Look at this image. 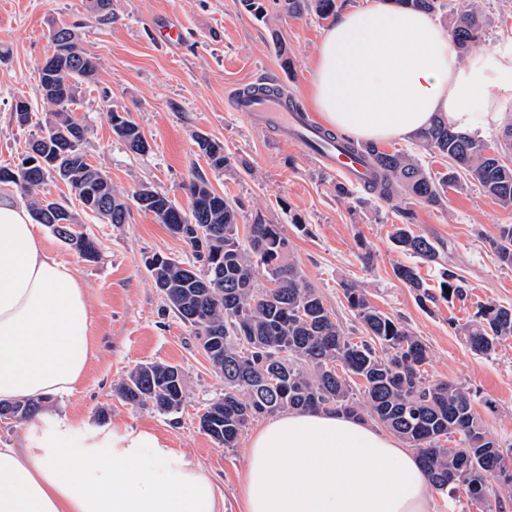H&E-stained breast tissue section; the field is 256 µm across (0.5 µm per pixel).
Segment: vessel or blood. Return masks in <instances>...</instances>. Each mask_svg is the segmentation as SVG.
Instances as JSON below:
<instances>
[{
    "instance_id": "obj_1",
    "label": "vessel or blood",
    "mask_w": 512,
    "mask_h": 512,
    "mask_svg": "<svg viewBox=\"0 0 512 512\" xmlns=\"http://www.w3.org/2000/svg\"><path fill=\"white\" fill-rule=\"evenodd\" d=\"M232 104L236 111L246 113L256 125L275 127L282 137L313 150L323 167L336 171L352 183L369 179L370 171L360 156L336 142L323 139L315 122L299 115L281 95L250 94L239 89L232 96Z\"/></svg>"
}]
</instances>
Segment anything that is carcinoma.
Instances as JSON below:
<instances>
[{
    "label": "carcinoma",
    "mask_w": 512,
    "mask_h": 512,
    "mask_svg": "<svg viewBox=\"0 0 512 512\" xmlns=\"http://www.w3.org/2000/svg\"><path fill=\"white\" fill-rule=\"evenodd\" d=\"M391 2L430 13L447 7L443 0ZM274 4L289 15L312 11L328 18L336 12V0H274ZM451 36L462 53L484 40V20L474 5L456 18ZM50 38L52 56L62 45L68 48L65 69L70 94L64 100L38 91L55 110L39 126L40 134L27 141L20 163L0 165V184L28 193L49 179H60L72 188L82 211L106 224H124L128 204L108 176L88 162L84 150L88 126L74 117L72 109L78 85L95 79L99 63L79 48L73 28L58 26ZM109 118L113 133L130 153L143 155L149 150L137 124L117 112L109 113ZM415 139L419 148L447 162L446 172L431 174L413 154L348 142L374 169V179L366 187L369 193L441 206L448 189L462 190L476 183L501 207L512 208V124L504 129L496 155L487 153L486 142L453 130L442 117ZM195 144L210 170L222 172L232 166L224 143L197 135ZM26 161L31 166H23ZM186 190L187 212L151 186H140L132 198L170 232L181 229L178 238L203 265L198 270L160 253L145 261L166 305L195 330L213 369L224 378V396L199 416L205 434L233 448L250 422L287 410L334 409L361 418L368 415L417 452L432 485L446 486L451 475L465 474L462 485L473 506L512 490V448L501 447L488 433L469 389L448 380L427 379L428 349L406 326L376 308L364 288L346 284L348 305L365 331V338L357 342L349 338L288 259V241L279 225L256 217L247 225L244 245L238 203L217 192L199 173ZM29 205L37 223L50 227L83 260L99 262V249L89 235H71V224L78 223L76 213L56 201L47 202L44 196L32 197ZM58 213L67 215L69 223H57ZM394 241L420 259L438 261L435 243L408 224L397 225ZM491 248L499 264L512 267L511 224L501 228ZM394 274L419 291L421 306L436 302L415 268L399 265ZM439 288L448 303L467 294L464 277L450 267H441ZM508 337H512V308L495 303L479 306L465 330L468 347L482 355L495 352ZM355 377L362 382L363 403L354 398ZM272 379L276 384L270 383ZM116 392L127 405L150 404L163 414L177 413L185 404L184 374L168 363L140 364ZM45 406L38 399L0 404V417L8 413L15 422H27ZM447 442L461 450L448 453Z\"/></svg>",
    "instance_id": "cac0c4a2"
}]
</instances>
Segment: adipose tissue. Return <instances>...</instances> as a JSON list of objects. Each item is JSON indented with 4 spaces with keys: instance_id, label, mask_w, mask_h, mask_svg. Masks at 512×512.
Returning <instances> with one entry per match:
<instances>
[{
    "instance_id": "ef3b65f1",
    "label": "adipose tissue",
    "mask_w": 512,
    "mask_h": 512,
    "mask_svg": "<svg viewBox=\"0 0 512 512\" xmlns=\"http://www.w3.org/2000/svg\"><path fill=\"white\" fill-rule=\"evenodd\" d=\"M310 82L325 124L362 142L406 140L436 116L481 136L512 121V31L460 57L432 15L392 0L343 10ZM91 310L28 208L0 201V402L68 396L91 357ZM0 512H224L211 476L153 432L89 435L56 420L0 447ZM243 512H434L414 452L336 411H292L250 438Z\"/></svg>"
}]
</instances>
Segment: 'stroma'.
I'll return each instance as SVG.
<instances>
[{
  "mask_svg": "<svg viewBox=\"0 0 512 512\" xmlns=\"http://www.w3.org/2000/svg\"><path fill=\"white\" fill-rule=\"evenodd\" d=\"M264 3L266 15L259 18L243 0H112V22L102 26L87 0H0V164L15 161L32 134L12 118L16 97L28 98L38 118L53 112L37 93L39 65L52 51L51 30L73 27L80 46L100 64L96 79L82 84L74 114L89 128L88 157L117 192L129 196L146 184L186 210L185 183L193 172L206 173L217 192L240 202V224L260 216L280 226L291 258L345 333L356 337L362 331L343 294L344 284L354 282L426 345L428 377L470 389L489 433L512 447V338L485 356L469 349L462 331L478 305L512 307V268L500 265L490 248L500 227L512 225V209L474 184L448 191L441 206L387 200L359 186L352 197L337 196L339 175L323 168L313 152L234 111L237 88L270 84L313 120L321 118L310 100L309 71L329 22L311 12L292 17L273 0ZM172 28L179 31L174 43L164 37ZM112 111L129 114L150 143L148 153L126 150L112 131ZM197 133L223 142L233 167L209 171L193 140ZM42 191L77 210L82 231L101 254L99 262H86L51 230L43 232L47 249L69 263L84 285L93 318V357L84 381L73 396L51 400L46 416L81 418L96 429L99 410L109 409L110 423L152 431L185 452L216 479L224 512H241L248 443L261 423L252 421L234 448L201 431L199 415L223 396L224 380L145 268L146 257L155 253L194 263L191 249L137 206H130L126 223L105 224L80 212L64 182L47 181ZM405 222L435 242L439 262L418 261L397 248L392 233ZM398 264L416 265L433 290L440 267L453 266L466 279L468 297L421 307L412 288L395 277ZM149 362L181 368L186 403L180 412L132 407L117 397L127 373Z\"/></svg>",
  "mask_w": 512,
  "mask_h": 512,
  "instance_id": "obj_1",
  "label": "stroma"
}]
</instances>
